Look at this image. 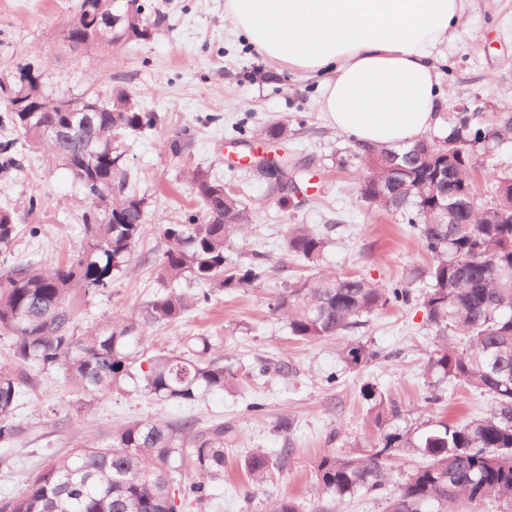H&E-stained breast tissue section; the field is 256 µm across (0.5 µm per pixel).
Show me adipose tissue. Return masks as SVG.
<instances>
[{"instance_id": "ef3b65f1", "label": "adipose tissue", "mask_w": 512, "mask_h": 512, "mask_svg": "<svg viewBox=\"0 0 512 512\" xmlns=\"http://www.w3.org/2000/svg\"><path fill=\"white\" fill-rule=\"evenodd\" d=\"M467 0H224V19L272 62L323 75L319 109L356 146L396 147L438 122L435 50Z\"/></svg>"}]
</instances>
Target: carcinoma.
Wrapping results in <instances>:
<instances>
[{"label":"carcinoma","instance_id":"1","mask_svg":"<svg viewBox=\"0 0 512 512\" xmlns=\"http://www.w3.org/2000/svg\"><path fill=\"white\" fill-rule=\"evenodd\" d=\"M131 13L118 32L99 16L98 0H78L82 21L100 30L87 49L112 48L116 34L129 40L148 36L150 24L143 0H128ZM5 92L0 83V123L17 129L24 140L40 147L76 178L90 206L82 215L84 247L62 263H11L0 269V335L12 339L14 366H0V445H10L29 431L16 420V406L27 390L38 386L42 372L62 369L85 396L112 394L128 379L137 378L145 395L161 402L193 405L208 392L238 384L224 357H213L210 337L193 336L184 350L145 356L140 321L112 317L106 327L80 331L78 319L89 298L111 287L130 269L136 244L143 238L145 199L130 186L125 152L112 149L113 137L153 125L151 112L140 111L118 91L109 99L74 94L92 100L95 112L85 119L97 140L87 146L78 131L62 146L41 135L44 124L71 127L73 115L56 110V95L44 89L31 71L23 69ZM39 102L34 115L16 108V95ZM268 142L288 139V125L261 130ZM429 154L405 175L370 162L359 154L363 171L357 189L372 198L368 207L394 214L416 236L431 258L422 272L382 285L358 275L319 268L332 227L317 230L290 224L285 248L318 271L276 292L269 313L286 322L290 336L317 342L342 336L362 319L385 308L416 305L426 312L434 333L428 369L440 379L477 392L490 408L464 421L434 422L414 436L383 435L372 449L358 455L327 453L314 465L323 503H338L356 495H378L391 479L389 461L398 451H414L428 462L411 471L387 501V512H462L486 501L512 506V172L490 166L495 150L512 144V114L457 112L445 137L426 135ZM17 141L0 143V171L20 166ZM448 161V192L466 190L474 206L453 213V223L438 224L429 181L440 161ZM485 172L492 195L477 196L476 175ZM193 189L202 205L184 224H162L164 249L153 263L156 281L165 287L148 303L147 317L176 323L191 309L209 301V292L188 294L183 280L227 294L244 293L270 277L258 253L243 260L227 254L226 242L246 237L251 211L234 194L223 201L212 194L217 181L192 173ZM18 234L15 213L0 209V255ZM426 287L413 291L419 276ZM375 353L361 343H348L342 357L350 367L368 363ZM233 428L222 422L200 427L186 417L176 421L132 419L116 425L102 441L76 442L65 455L52 457L17 497L0 500V512H178L170 485L189 469L202 479L183 483V504L212 496L203 478L224 476V448ZM274 467L270 455L253 452L243 469L254 485L263 483Z\"/></svg>","mask_w":512,"mask_h":512}]
</instances>
